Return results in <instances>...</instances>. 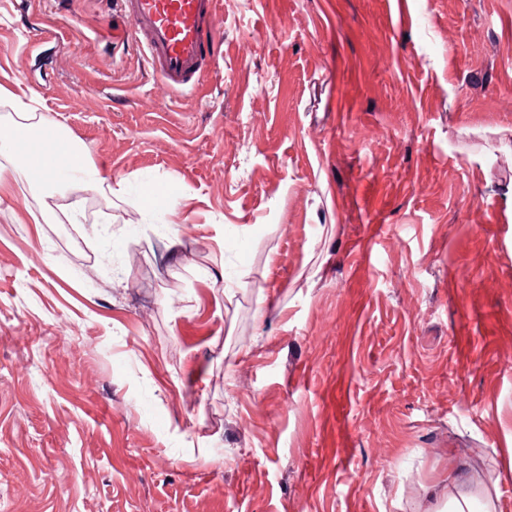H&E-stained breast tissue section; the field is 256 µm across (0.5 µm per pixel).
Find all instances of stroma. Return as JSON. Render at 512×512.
Listing matches in <instances>:
<instances>
[{
  "instance_id": "obj_1",
  "label": "stroma",
  "mask_w": 512,
  "mask_h": 512,
  "mask_svg": "<svg viewBox=\"0 0 512 512\" xmlns=\"http://www.w3.org/2000/svg\"><path fill=\"white\" fill-rule=\"evenodd\" d=\"M121 26L0 0L125 186L0 155V512H512V0H217L196 92Z\"/></svg>"
}]
</instances>
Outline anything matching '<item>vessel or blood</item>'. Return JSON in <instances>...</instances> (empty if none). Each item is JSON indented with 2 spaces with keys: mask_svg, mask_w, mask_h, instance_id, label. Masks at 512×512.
Listing matches in <instances>:
<instances>
[{
  "mask_svg": "<svg viewBox=\"0 0 512 512\" xmlns=\"http://www.w3.org/2000/svg\"><path fill=\"white\" fill-rule=\"evenodd\" d=\"M120 2L125 36L146 48L156 73L173 90H195L216 43L215 0Z\"/></svg>",
  "mask_w": 512,
  "mask_h": 512,
  "instance_id": "b4317fda",
  "label": "vessel or blood"
}]
</instances>
